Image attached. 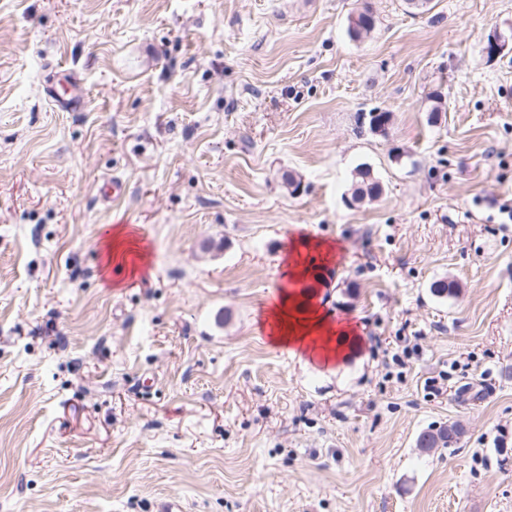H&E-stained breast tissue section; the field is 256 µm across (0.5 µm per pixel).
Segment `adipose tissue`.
Listing matches in <instances>:
<instances>
[{
	"label": "adipose tissue",
	"mask_w": 512,
	"mask_h": 512,
	"mask_svg": "<svg viewBox=\"0 0 512 512\" xmlns=\"http://www.w3.org/2000/svg\"><path fill=\"white\" fill-rule=\"evenodd\" d=\"M103 253L107 264L126 265L128 254H135L136 261L129 266L131 273H139L149 263V253L140 247L132 231L126 226L109 228L103 238ZM270 334L273 344L293 346L310 358L329 363L343 353L340 343L348 330L333 322L330 315L314 304L297 308L294 297L280 294L278 303L269 311Z\"/></svg>",
	"instance_id": "obj_1"
}]
</instances>
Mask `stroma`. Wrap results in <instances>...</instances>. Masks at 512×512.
<instances>
[{
    "label": "stroma",
    "mask_w": 512,
    "mask_h": 512,
    "mask_svg": "<svg viewBox=\"0 0 512 512\" xmlns=\"http://www.w3.org/2000/svg\"><path fill=\"white\" fill-rule=\"evenodd\" d=\"M511 26L512 0H0V512H512V49L484 51ZM117 224L132 277L102 270ZM300 236L337 244L305 257L358 336L327 365L262 327ZM375 27L376 18L368 7L348 16L347 34L351 39L360 40L373 32ZM358 180L352 185L350 201L361 203L366 198L373 200L381 193V186L378 180L372 175V170L364 165L355 169ZM105 257V269L116 266L125 267L126 256L135 254L137 261L128 268L131 276H135L149 263V253L145 247H140L134 233L124 225L109 228L102 240ZM464 434V429L458 423L439 428H428L420 432L416 438V448L423 453H430L437 448H449L457 444Z\"/></svg>",
    "instance_id": "35a3bbf8"
}]
</instances>
